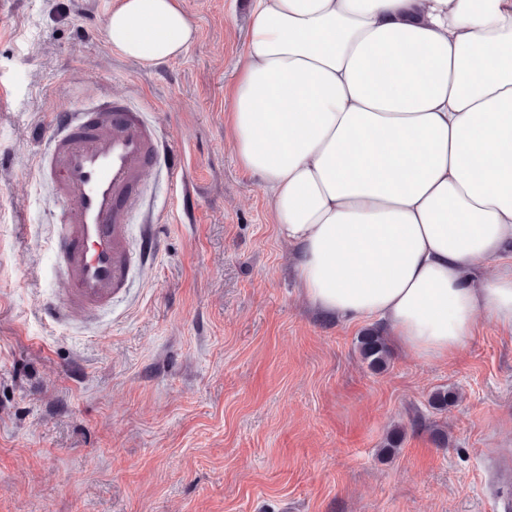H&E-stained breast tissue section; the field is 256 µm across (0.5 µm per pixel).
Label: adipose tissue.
<instances>
[{
  "instance_id": "1",
  "label": "adipose tissue",
  "mask_w": 512,
  "mask_h": 512,
  "mask_svg": "<svg viewBox=\"0 0 512 512\" xmlns=\"http://www.w3.org/2000/svg\"><path fill=\"white\" fill-rule=\"evenodd\" d=\"M105 34L151 65L195 29L119 0ZM226 124L317 312L426 361L485 315L512 332V0H255Z\"/></svg>"
}]
</instances>
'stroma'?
<instances>
[{"instance_id": "stroma-1", "label": "stroma", "mask_w": 512, "mask_h": 512, "mask_svg": "<svg viewBox=\"0 0 512 512\" xmlns=\"http://www.w3.org/2000/svg\"><path fill=\"white\" fill-rule=\"evenodd\" d=\"M116 2L13 0L0 14V512H495L492 494L512 495V333L483 322L445 362L393 344L372 371L366 323L308 306L233 152L224 91L251 0H180L197 36L151 66L106 42ZM112 94L184 164L147 179L131 235L155 218L159 248L126 293L54 318L40 131ZM439 388L457 395L444 411L429 405ZM396 427L401 446L384 451Z\"/></svg>"}]
</instances>
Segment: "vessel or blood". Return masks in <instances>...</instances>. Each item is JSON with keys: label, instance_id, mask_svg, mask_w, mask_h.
Listing matches in <instances>:
<instances>
[{"label": "vessel or blood", "instance_id": "obj_1", "mask_svg": "<svg viewBox=\"0 0 512 512\" xmlns=\"http://www.w3.org/2000/svg\"><path fill=\"white\" fill-rule=\"evenodd\" d=\"M160 161L174 171L183 158L125 99L96 98L53 114L35 167L59 204L54 255L66 285L64 308L92 315L108 307L134 266L156 252L152 235H143L136 249L130 236L131 216Z\"/></svg>", "mask_w": 512, "mask_h": 512}]
</instances>
